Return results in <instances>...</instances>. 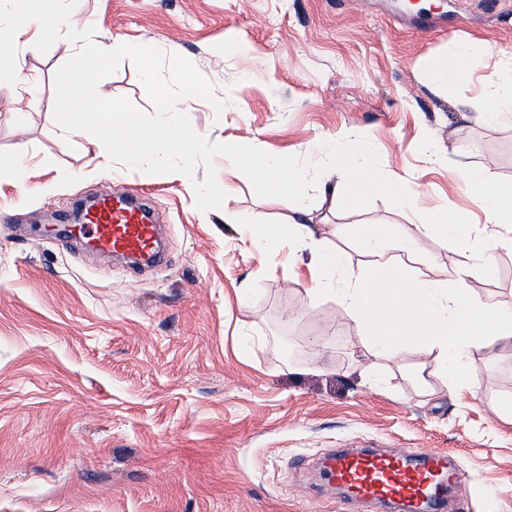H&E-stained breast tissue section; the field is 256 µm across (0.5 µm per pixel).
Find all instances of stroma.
Wrapping results in <instances>:
<instances>
[{"mask_svg":"<svg viewBox=\"0 0 512 512\" xmlns=\"http://www.w3.org/2000/svg\"><path fill=\"white\" fill-rule=\"evenodd\" d=\"M64 22L96 43L144 44L189 59L225 102L182 105L211 142L241 139L302 162L327 140L369 151L392 177L411 176L419 208L348 188L308 199L311 226L353 265L366 261L344 228L387 224L419 241L429 279L449 281L453 247L425 234L433 208L468 207L460 177L490 169L512 183V122L478 118L479 79L432 91L429 62L454 42L512 55V0H65ZM66 40L28 56L36 93L0 87V512H341L310 458L332 448L453 453L470 512H512V350L469 358L471 386L413 378L421 358L352 352L356 323L337 298L310 305L308 253L269 267L250 225L285 224L271 200L223 156L193 181L121 164L100 169L86 138L54 126L55 74ZM97 91L155 104L123 59ZM215 168L242 216L201 214L194 182ZM135 185L167 231V259L134 271L63 248L50 227L85 196ZM469 289L512 306V252ZM377 364L384 387L364 381Z\"/></svg>","mask_w":512,"mask_h":512,"instance_id":"35a3bbf8","label":"stroma"}]
</instances>
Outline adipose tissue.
Returning <instances> with one entry per match:
<instances>
[{
    "label": "adipose tissue",
    "mask_w": 512,
    "mask_h": 512,
    "mask_svg": "<svg viewBox=\"0 0 512 512\" xmlns=\"http://www.w3.org/2000/svg\"><path fill=\"white\" fill-rule=\"evenodd\" d=\"M61 0H6L7 19L22 41L23 57L14 61L8 73L13 93H33L34 78L26 69L25 55L37 53L61 29ZM481 53L467 43L456 44L451 55L432 62L428 80L444 87L481 75L485 89L484 114L488 118L512 120V58H503L498 68L483 72ZM226 157L249 169L258 190L265 196L310 195L335 192L328 169L345 173L352 185L344 197L348 208H358L364 197L378 193L396 205L412 207L421 197L419 185L409 179L387 176L380 163L366 154H352L326 143L318 158L300 165L284 154H268L258 148L244 149L237 141L224 140ZM464 189L485 218L483 236H475L471 213L435 211L424 230L445 243L457 255L453 269L454 286L424 277L419 269L417 242L400 239L389 225L359 224L347 229L367 257L362 266H352L344 254L326 247L304 221L288 227L263 224L252 243L268 256H277L282 243L309 251L307 263L310 304L333 295L345 313L360 327L355 346L378 357L413 353L430 358L432 372L446 377L450 387L472 383L468 358L472 348L495 354L512 349V308L487 303L473 295L464 284L487 278L494 272V256L512 250V185H500L492 172L468 175Z\"/></svg>",
    "instance_id": "1"
}]
</instances>
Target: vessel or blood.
<instances>
[{
  "mask_svg": "<svg viewBox=\"0 0 512 512\" xmlns=\"http://www.w3.org/2000/svg\"><path fill=\"white\" fill-rule=\"evenodd\" d=\"M139 191L126 186L101 196L85 223L73 224L64 242L78 241L103 258L156 260L158 227L138 204ZM325 479L343 492L345 512L395 502L401 512H464L461 472L449 456L405 448H339L324 461Z\"/></svg>",
  "mask_w": 512,
  "mask_h": 512,
  "instance_id": "vessel-or-blood-1",
  "label": "vessel or blood"
}]
</instances>
